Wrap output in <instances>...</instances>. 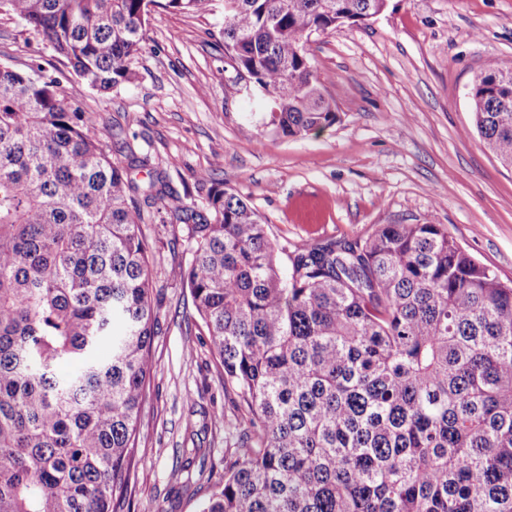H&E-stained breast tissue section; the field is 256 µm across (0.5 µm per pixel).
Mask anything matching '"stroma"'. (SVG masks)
Segmentation results:
<instances>
[{"label":"stroma","mask_w":512,"mask_h":512,"mask_svg":"<svg viewBox=\"0 0 512 512\" xmlns=\"http://www.w3.org/2000/svg\"><path fill=\"white\" fill-rule=\"evenodd\" d=\"M223 29L219 11L155 9L133 80L103 94L40 33L1 14L0 64L23 70L38 57L114 163L148 156L132 178L164 172L179 192L221 180L280 244L440 224L512 281V168L474 132L469 99L477 74L512 57V0H388L370 20L313 34L307 49L338 119L296 138L270 126L263 92L224 55ZM142 230L156 258V328L130 512H198L224 480L233 409L190 292L170 274L187 263L186 243H172L152 208Z\"/></svg>","instance_id":"1"}]
</instances>
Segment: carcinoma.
Masks as SVG:
<instances>
[{
    "label": "carcinoma",
    "instance_id": "obj_1",
    "mask_svg": "<svg viewBox=\"0 0 512 512\" xmlns=\"http://www.w3.org/2000/svg\"><path fill=\"white\" fill-rule=\"evenodd\" d=\"M386 0H0L90 87L132 80L155 8L221 9L224 52L299 137L337 121L309 37ZM512 166V60L470 89ZM190 202L183 201V197ZM190 259L173 275L233 394L235 447L200 512H512V284L440 224L307 242L288 264L224 182L136 184L33 61L0 66V512H130L151 372L142 205Z\"/></svg>",
    "mask_w": 512,
    "mask_h": 512
}]
</instances>
